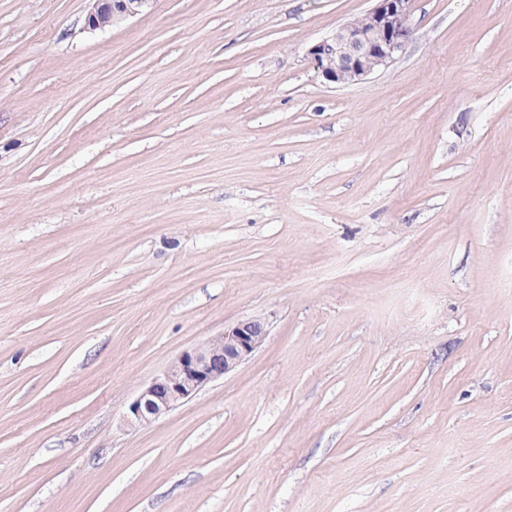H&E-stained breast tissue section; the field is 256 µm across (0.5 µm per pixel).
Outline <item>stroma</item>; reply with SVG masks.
<instances>
[{"label":"stroma","mask_w":512,"mask_h":512,"mask_svg":"<svg viewBox=\"0 0 512 512\" xmlns=\"http://www.w3.org/2000/svg\"><path fill=\"white\" fill-rule=\"evenodd\" d=\"M372 6L0 0V512H512V0H414L325 81ZM86 26L91 31H105L112 26L152 8L155 0H91ZM363 16L341 26L308 50L310 65L327 82L348 84L388 66L413 37V0H372ZM262 319L238 322L202 345L184 350L130 402L126 423L145 426L165 416L210 382L224 377L250 359L267 341Z\"/></svg>","instance_id":"obj_1"}]
</instances>
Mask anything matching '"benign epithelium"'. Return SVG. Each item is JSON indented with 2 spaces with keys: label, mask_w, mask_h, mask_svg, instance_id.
<instances>
[{
  "label": "benign epithelium",
  "mask_w": 512,
  "mask_h": 512,
  "mask_svg": "<svg viewBox=\"0 0 512 512\" xmlns=\"http://www.w3.org/2000/svg\"><path fill=\"white\" fill-rule=\"evenodd\" d=\"M86 26L105 31L153 7L155 0H92ZM363 16L341 26L308 50L310 65L324 80L348 84L388 66L413 37L412 0H373ZM262 319L238 322L205 343L184 350L130 402L126 423L145 426L165 416L210 382L250 359L267 341Z\"/></svg>",
  "instance_id": "1"
}]
</instances>
